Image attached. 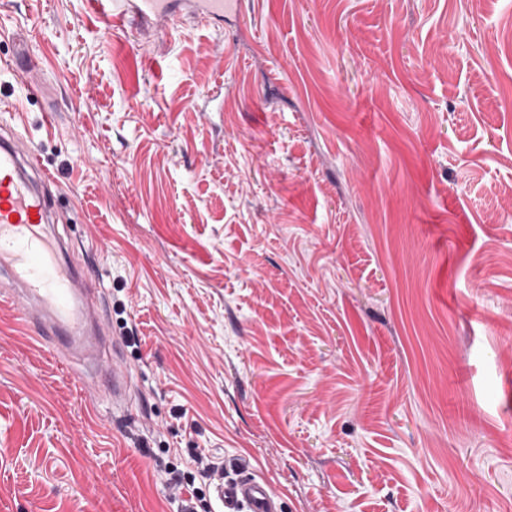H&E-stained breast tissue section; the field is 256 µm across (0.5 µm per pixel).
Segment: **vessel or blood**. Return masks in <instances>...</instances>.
Instances as JSON below:
<instances>
[{
	"label": "vessel or blood",
	"instance_id": "obj_1",
	"mask_svg": "<svg viewBox=\"0 0 512 512\" xmlns=\"http://www.w3.org/2000/svg\"><path fill=\"white\" fill-rule=\"evenodd\" d=\"M96 2L114 23L133 16L158 28L184 17L214 20L242 7V0ZM49 184L44 169L31 167L18 136L0 140V276L8 281L0 296L17 305L25 325L40 328L41 341L66 360L80 361L76 377L89 392L111 393L113 409L120 410L131 391V368L120 355L102 359L108 338L98 323L100 289L67 265L68 244L46 230L52 221ZM215 493L224 512H277L267 484L252 476L217 484Z\"/></svg>",
	"mask_w": 512,
	"mask_h": 512
}]
</instances>
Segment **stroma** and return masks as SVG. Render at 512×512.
I'll list each match as a JSON object with an SVG mask.
<instances>
[{
  "label": "stroma",
  "instance_id": "35a3bbf8",
  "mask_svg": "<svg viewBox=\"0 0 512 512\" xmlns=\"http://www.w3.org/2000/svg\"><path fill=\"white\" fill-rule=\"evenodd\" d=\"M0 122L140 339L122 418L0 301V512H512V0H0ZM111 12L113 23L121 24L129 15L157 28L175 26L182 16L200 20L224 18L238 13L241 0H89ZM216 498L224 512H276L274 497L268 485L252 476L241 477L226 485L215 486ZM225 508V509H224Z\"/></svg>",
  "mask_w": 512,
  "mask_h": 512
}]
</instances>
